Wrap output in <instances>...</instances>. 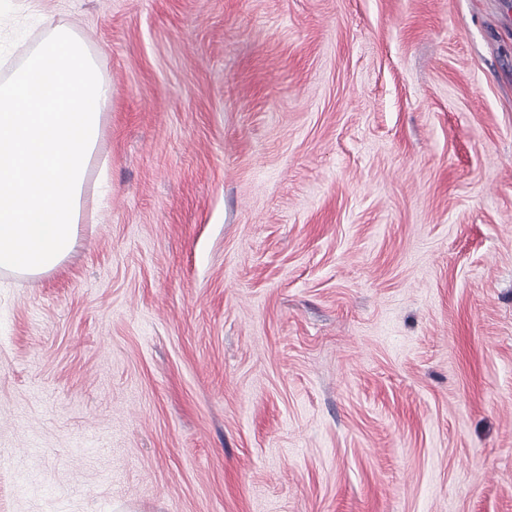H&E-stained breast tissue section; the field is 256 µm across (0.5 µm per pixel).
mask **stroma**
Returning a JSON list of instances; mask_svg holds the SVG:
<instances>
[{
  "label": "stroma",
  "mask_w": 512,
  "mask_h": 512,
  "mask_svg": "<svg viewBox=\"0 0 512 512\" xmlns=\"http://www.w3.org/2000/svg\"><path fill=\"white\" fill-rule=\"evenodd\" d=\"M112 90L76 242L0 269V512H512V0H0Z\"/></svg>",
  "instance_id": "obj_1"
}]
</instances>
